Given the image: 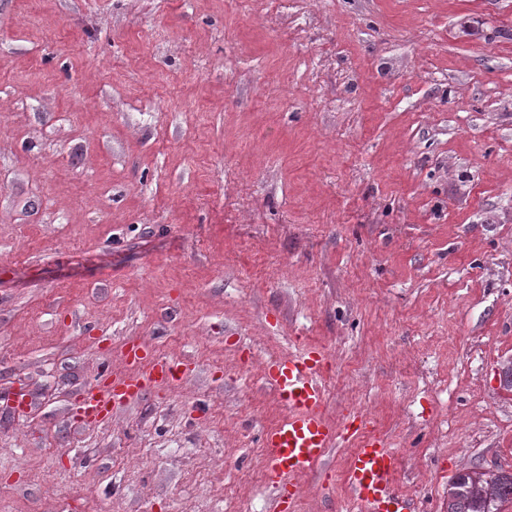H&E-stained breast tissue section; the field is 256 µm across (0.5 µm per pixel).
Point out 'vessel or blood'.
<instances>
[{
	"label": "vessel or blood",
	"instance_id": "obj_1",
	"mask_svg": "<svg viewBox=\"0 0 512 512\" xmlns=\"http://www.w3.org/2000/svg\"><path fill=\"white\" fill-rule=\"evenodd\" d=\"M126 372L103 366L87 389L82 410L89 422L104 421L114 401H132L147 389L174 384L185 375L180 361L149 354L139 345L124 352ZM327 356L308 345L300 352L269 360L262 369L285 414L263 436L270 451L267 484L275 512H289L302 490V480L340 439L356 440L345 482L353 512H417L413 500L397 488L400 460L393 449L368 430L366 421L337 428L326 414L321 377Z\"/></svg>",
	"mask_w": 512,
	"mask_h": 512
}]
</instances>
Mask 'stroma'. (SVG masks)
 I'll return each instance as SVG.
<instances>
[{
	"label": "stroma",
	"instance_id": "35a3bbf8",
	"mask_svg": "<svg viewBox=\"0 0 512 512\" xmlns=\"http://www.w3.org/2000/svg\"><path fill=\"white\" fill-rule=\"evenodd\" d=\"M129 342L187 376L87 424ZM308 344L420 512L512 472V0H0V512H271Z\"/></svg>",
	"mask_w": 512,
	"mask_h": 512
}]
</instances>
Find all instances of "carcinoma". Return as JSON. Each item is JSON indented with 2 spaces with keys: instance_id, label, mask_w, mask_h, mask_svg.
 Here are the masks:
<instances>
[{
  "instance_id": "obj_1",
  "label": "carcinoma",
  "mask_w": 512,
  "mask_h": 512,
  "mask_svg": "<svg viewBox=\"0 0 512 512\" xmlns=\"http://www.w3.org/2000/svg\"><path fill=\"white\" fill-rule=\"evenodd\" d=\"M512 504V474L460 472L448 488V512H501Z\"/></svg>"
}]
</instances>
